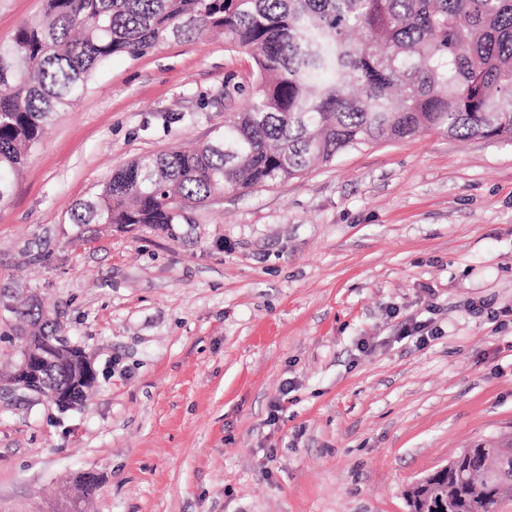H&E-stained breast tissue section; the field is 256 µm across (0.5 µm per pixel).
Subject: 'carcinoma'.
I'll list each match as a JSON object with an SVG mask.
<instances>
[{"label":"carcinoma","instance_id":"obj_1","mask_svg":"<svg viewBox=\"0 0 512 512\" xmlns=\"http://www.w3.org/2000/svg\"><path fill=\"white\" fill-rule=\"evenodd\" d=\"M224 35L254 63L244 105L192 150L149 154L77 203L74 224L167 229L215 192L273 186L348 150L420 132L512 140V0H47L0 44V204L53 116L72 108L98 68L139 58L170 38ZM20 342L59 341L61 327L23 303ZM51 379L70 404L92 383L74 359ZM512 469V442L462 449L430 500L496 512L512 487L487 482L480 454Z\"/></svg>","mask_w":512,"mask_h":512}]
</instances>
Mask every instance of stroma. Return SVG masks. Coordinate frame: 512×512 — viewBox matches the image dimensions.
Instances as JSON below:
<instances>
[{"label": "stroma", "instance_id": "35a3bbf8", "mask_svg": "<svg viewBox=\"0 0 512 512\" xmlns=\"http://www.w3.org/2000/svg\"><path fill=\"white\" fill-rule=\"evenodd\" d=\"M46 0H0V43ZM252 63L223 37L113 57L0 204V362L40 296L98 383L62 412L0 380V512H409L512 437V140L419 136L232 190L162 231L71 208L209 141ZM428 322L419 344L405 325Z\"/></svg>", "mask_w": 512, "mask_h": 512}]
</instances>
